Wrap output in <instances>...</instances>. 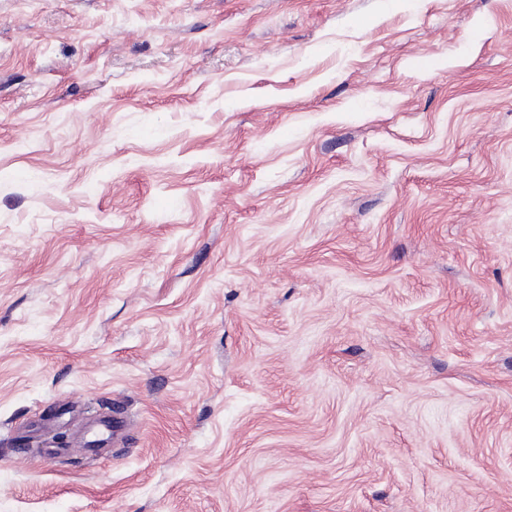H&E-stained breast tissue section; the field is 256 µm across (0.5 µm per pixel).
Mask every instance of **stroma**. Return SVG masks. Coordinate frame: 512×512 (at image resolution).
I'll return each instance as SVG.
<instances>
[{
  "label": "stroma",
  "instance_id": "1",
  "mask_svg": "<svg viewBox=\"0 0 512 512\" xmlns=\"http://www.w3.org/2000/svg\"><path fill=\"white\" fill-rule=\"evenodd\" d=\"M0 512H512V0H0Z\"/></svg>",
  "mask_w": 512,
  "mask_h": 512
}]
</instances>
